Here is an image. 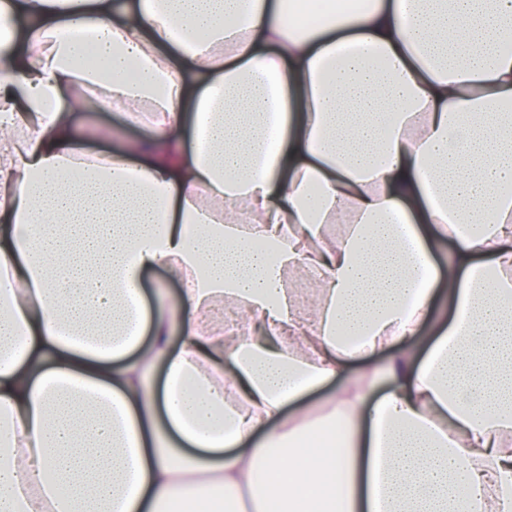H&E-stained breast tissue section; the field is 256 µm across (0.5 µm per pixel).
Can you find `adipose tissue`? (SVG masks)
I'll return each instance as SVG.
<instances>
[{"instance_id":"1","label":"adipose tissue","mask_w":512,"mask_h":512,"mask_svg":"<svg viewBox=\"0 0 512 512\" xmlns=\"http://www.w3.org/2000/svg\"><path fill=\"white\" fill-rule=\"evenodd\" d=\"M0 31V512H512V0ZM79 88L144 130L111 163Z\"/></svg>"}]
</instances>
